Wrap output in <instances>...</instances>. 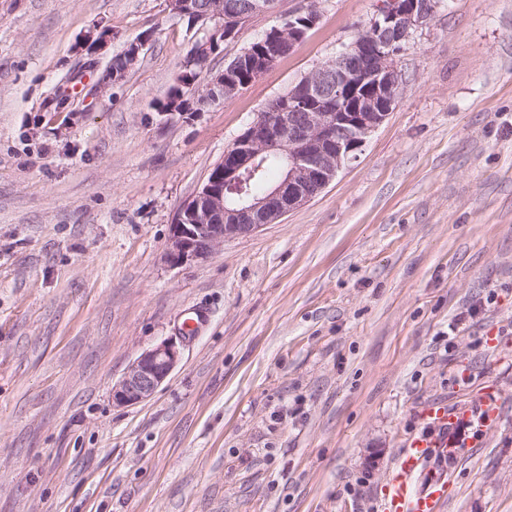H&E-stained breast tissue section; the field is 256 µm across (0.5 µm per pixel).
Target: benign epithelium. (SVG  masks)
Returning a JSON list of instances; mask_svg holds the SVG:
<instances>
[{"mask_svg":"<svg viewBox=\"0 0 512 512\" xmlns=\"http://www.w3.org/2000/svg\"><path fill=\"white\" fill-rule=\"evenodd\" d=\"M440 0H381L377 14L336 58L318 66L288 92L279 96L281 119L264 112L224 151L217 172L206 178L181 206L165 256L172 266L202 262L224 241L252 235L320 194L342 165L357 158L369 135L381 125L395 104L403 85L397 56L411 36L434 17ZM272 0H253L241 9L234 3L216 2L214 10L200 16L203 37L196 48L209 50V35L225 34L234 40L252 17L271 11ZM306 17L312 28L320 18L319 2L288 14L266 38L282 52L298 44L302 30L294 19ZM329 77L333 93L324 92L321 78ZM207 88L215 98L226 99L238 83L221 70H209ZM266 155L287 160L281 180L262 195H250L244 178L258 170ZM231 188L243 203L224 206V189ZM180 359L173 339L143 351L122 379L112 387V402L132 406L153 395Z\"/></svg>","mask_w":512,"mask_h":512,"instance_id":"7a95c632","label":"benign epithelium"}]
</instances>
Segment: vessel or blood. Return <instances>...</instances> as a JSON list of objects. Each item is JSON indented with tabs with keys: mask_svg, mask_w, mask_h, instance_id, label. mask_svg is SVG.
Listing matches in <instances>:
<instances>
[{
	"mask_svg": "<svg viewBox=\"0 0 512 512\" xmlns=\"http://www.w3.org/2000/svg\"><path fill=\"white\" fill-rule=\"evenodd\" d=\"M422 418L427 428L406 439L387 486L382 512H443L449 483L441 479L434 463L446 459L453 448L452 431L459 420L471 419L482 430L496 424L497 401L487 394L463 408L433 405L423 411Z\"/></svg>",
	"mask_w": 512,
	"mask_h": 512,
	"instance_id": "obj_1",
	"label": "vessel or blood"
}]
</instances>
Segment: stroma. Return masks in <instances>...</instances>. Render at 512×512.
Masks as SVG:
<instances>
[{
  "label": "stroma",
  "mask_w": 512,
  "mask_h": 512,
  "mask_svg": "<svg viewBox=\"0 0 512 512\" xmlns=\"http://www.w3.org/2000/svg\"><path fill=\"white\" fill-rule=\"evenodd\" d=\"M300 5L253 17L213 68ZM378 6L319 0L287 57L179 115L159 105L196 34L166 0H0V512H381L422 408L489 389L499 422L449 456L444 512H512V0H442L322 193L206 261L165 260L226 148ZM177 337L156 392L114 405ZM145 42H146V39L145 38H142V40H136L132 43H128L127 44V49L126 50H132L131 52V56H133L135 58V61H137L135 63L134 66H132V68H130L128 71H126L127 69V66L129 64V59H123L121 57V53L119 54H116L112 57V60L109 64V66L107 67L106 71H105V74L103 76V82L105 84H116L118 82H121L123 81L127 74L138 64L139 60H140V53H142L144 47H145ZM141 56V55H140ZM139 58V59H138ZM112 74L116 76V81H112ZM179 359L180 348L173 339L143 351L112 387V402L119 406H132L148 399L168 378Z\"/></svg>",
  "instance_id": "obj_1"
}]
</instances>
